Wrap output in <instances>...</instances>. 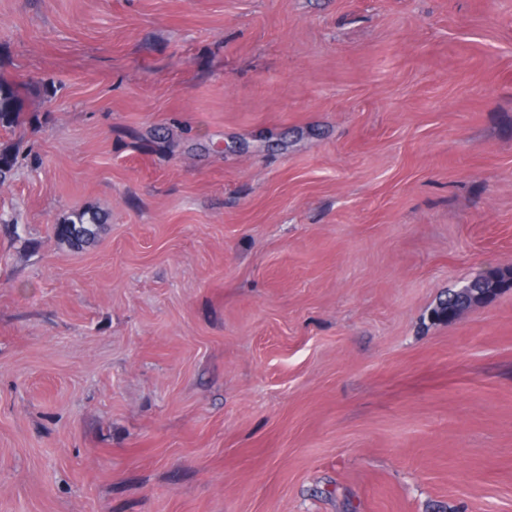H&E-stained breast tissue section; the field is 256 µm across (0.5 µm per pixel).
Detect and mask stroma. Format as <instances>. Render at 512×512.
<instances>
[{"label": "stroma", "mask_w": 512, "mask_h": 512, "mask_svg": "<svg viewBox=\"0 0 512 512\" xmlns=\"http://www.w3.org/2000/svg\"><path fill=\"white\" fill-rule=\"evenodd\" d=\"M0 77V512H512V288L433 317L512 0H0ZM23 100L16 87L0 78V129L13 128L20 121ZM101 222L98 213L80 210L75 212L73 219L67 223L57 224L55 231L60 240L79 246L95 238L98 224Z\"/></svg>", "instance_id": "35a3bbf8"}]
</instances>
